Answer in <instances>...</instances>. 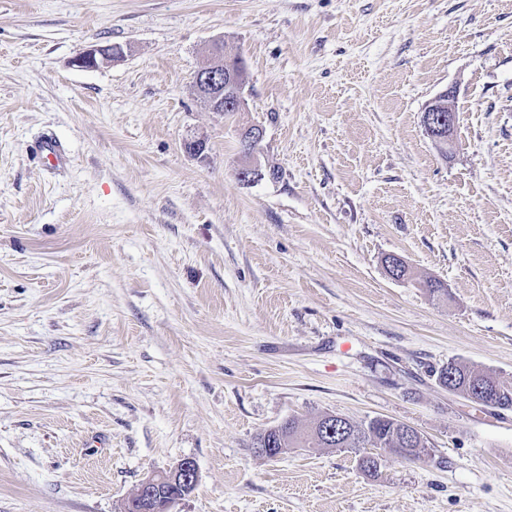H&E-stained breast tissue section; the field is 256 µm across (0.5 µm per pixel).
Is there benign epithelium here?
Returning a JSON list of instances; mask_svg holds the SVG:
<instances>
[{
  "instance_id": "obj_1",
  "label": "benign epithelium",
  "mask_w": 512,
  "mask_h": 512,
  "mask_svg": "<svg viewBox=\"0 0 512 512\" xmlns=\"http://www.w3.org/2000/svg\"><path fill=\"white\" fill-rule=\"evenodd\" d=\"M121 54L116 47L105 46L81 53L76 63L95 67L101 60L114 59ZM242 63L224 57V41L218 40L195 71L192 86L197 98L213 112H242L245 107L244 86L238 82ZM455 90L448 89L423 113V124L432 140L441 145L451 144L455 129L456 111L453 107ZM244 151L250 153L263 138V128L250 125L241 133ZM198 470L194 461L184 459L165 473L146 478L140 485L136 512H170L175 501L183 499L197 484Z\"/></svg>"
}]
</instances>
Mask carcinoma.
<instances>
[{
    "label": "carcinoma",
    "mask_w": 512,
    "mask_h": 512,
    "mask_svg": "<svg viewBox=\"0 0 512 512\" xmlns=\"http://www.w3.org/2000/svg\"><path fill=\"white\" fill-rule=\"evenodd\" d=\"M439 383L467 399L474 395V402L500 410L512 409V384L498 379L493 374L473 364L450 361L438 371ZM315 425H305L296 418L266 429L256 438L254 447L272 440L275 446L295 448H341L359 449L367 446L387 448L390 452L407 459H418L427 448V441L418 435H407L408 425L389 418H374L365 424L346 422L342 433L332 444L315 438L312 432Z\"/></svg>",
    "instance_id": "1"
}]
</instances>
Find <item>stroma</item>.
<instances>
[{
  "label": "stroma",
  "mask_w": 512,
  "mask_h": 512,
  "mask_svg": "<svg viewBox=\"0 0 512 512\" xmlns=\"http://www.w3.org/2000/svg\"><path fill=\"white\" fill-rule=\"evenodd\" d=\"M219 37L241 112L192 90ZM452 360L512 382V0H0V512H121L186 458L174 512H512V410ZM325 413L429 448L254 453ZM455 90L448 89L442 93V99H436L431 106L423 113V124L427 134L432 140L441 145L449 146L455 129L456 111L453 107ZM437 108H446V114H440ZM438 380L442 386L450 387L449 391L467 400L495 409H512V384L474 364L449 361L438 371ZM470 393L474 394V399L469 398Z\"/></svg>",
  "instance_id": "35a3bbf8"
}]
</instances>
